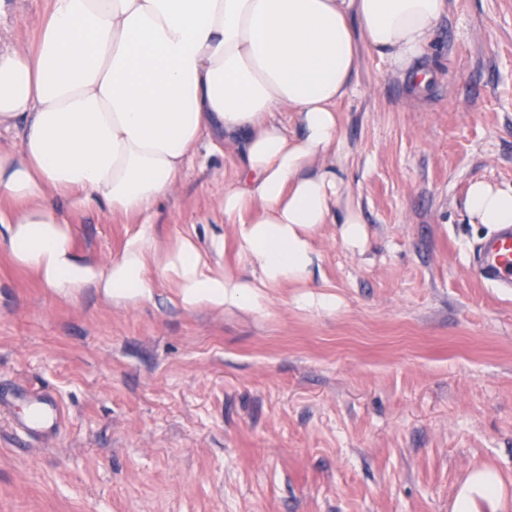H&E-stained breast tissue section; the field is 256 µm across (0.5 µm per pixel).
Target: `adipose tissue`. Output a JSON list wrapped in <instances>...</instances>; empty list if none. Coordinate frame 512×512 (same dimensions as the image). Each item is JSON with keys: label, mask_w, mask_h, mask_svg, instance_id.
I'll return each mask as SVG.
<instances>
[{"label": "adipose tissue", "mask_w": 512, "mask_h": 512, "mask_svg": "<svg viewBox=\"0 0 512 512\" xmlns=\"http://www.w3.org/2000/svg\"><path fill=\"white\" fill-rule=\"evenodd\" d=\"M447 11V0H53L35 50L0 48V131L16 135L0 148V201L11 205L0 224L14 262L66 299L88 287L117 306L151 299L152 215L219 137L240 145L220 208L259 276L214 272L189 239L159 271L183 309H263L267 289L311 278L317 229L341 223L353 248L367 238L355 211L336 214L346 188L336 104L360 48L425 87L420 62ZM56 196L142 226L116 258L84 260ZM465 207L488 230L511 225L512 187L473 182ZM452 512H512V490L474 470Z\"/></svg>", "instance_id": "1"}]
</instances>
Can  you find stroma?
<instances>
[{"mask_svg":"<svg viewBox=\"0 0 512 512\" xmlns=\"http://www.w3.org/2000/svg\"><path fill=\"white\" fill-rule=\"evenodd\" d=\"M52 0H0V44L34 49ZM414 90L363 49L337 111L363 248L312 236V283L264 310H184L155 277L151 300L57 296L13 263L0 224V387L43 391L51 438L0 410V512H451L470 471L512 488V291L479 275L487 235L470 183L512 185V0H448ZM239 159L199 149L153 216L152 264L184 238L209 266L252 275L216 206ZM72 244L117 257L134 215L64 198ZM330 287L332 312L298 295Z\"/></svg>","mask_w":512,"mask_h":512,"instance_id":"1","label":"stroma"}]
</instances>
